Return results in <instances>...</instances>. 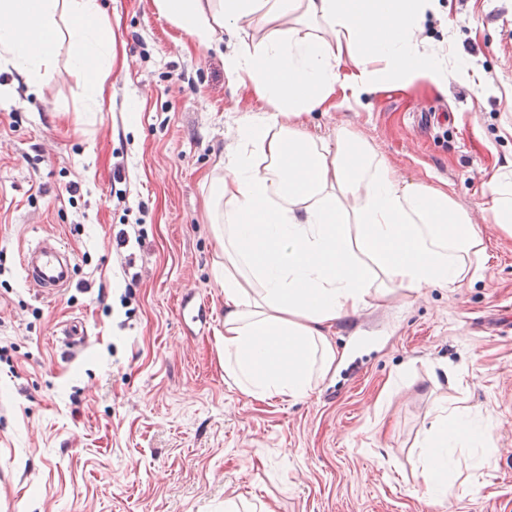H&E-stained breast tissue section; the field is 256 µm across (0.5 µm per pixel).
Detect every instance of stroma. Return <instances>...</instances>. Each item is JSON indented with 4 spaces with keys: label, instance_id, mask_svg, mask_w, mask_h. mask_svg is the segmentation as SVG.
<instances>
[{
    "label": "stroma",
    "instance_id": "stroma-1",
    "mask_svg": "<svg viewBox=\"0 0 512 512\" xmlns=\"http://www.w3.org/2000/svg\"><path fill=\"white\" fill-rule=\"evenodd\" d=\"M100 3L115 54L101 105L67 37L42 90L0 60V512H512V239L484 194L512 163V0H440L419 33L449 61L476 60L498 94L420 81L304 117L325 139L354 131L402 179L447 185L489 259L459 288H397L336 322V362L301 399L253 397L224 375L204 197L237 120L264 107L224 73L235 34L201 48L152 0ZM125 224L143 245H117ZM47 234L75 260L55 298L21 268ZM184 297L204 305L206 330L181 318ZM74 321L87 334L77 347L60 334ZM442 366L463 368L461 382ZM448 404L480 418L489 442L452 477L477 492L435 505L423 440Z\"/></svg>",
    "mask_w": 512,
    "mask_h": 512
}]
</instances>
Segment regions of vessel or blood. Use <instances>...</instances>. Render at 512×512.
Segmentation results:
<instances>
[{
    "mask_svg": "<svg viewBox=\"0 0 512 512\" xmlns=\"http://www.w3.org/2000/svg\"><path fill=\"white\" fill-rule=\"evenodd\" d=\"M22 269L27 283L39 295L52 298L71 287L74 258L59 238L45 235L24 252Z\"/></svg>",
    "mask_w": 512,
    "mask_h": 512,
    "instance_id": "vessel-or-blood-1",
    "label": "vessel or blood"
}]
</instances>
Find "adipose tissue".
Returning <instances> with one entry per match:
<instances>
[{"label": "adipose tissue", "instance_id": "1", "mask_svg": "<svg viewBox=\"0 0 512 512\" xmlns=\"http://www.w3.org/2000/svg\"><path fill=\"white\" fill-rule=\"evenodd\" d=\"M156 11L202 47L233 31L224 72L249 82L263 111L236 122L224 173L207 211L224 287V372L246 394L295 399L336 361L327 338L382 287L456 288L475 279L487 248L469 212L447 187L399 179L366 140L339 129L308 134L303 115L335 97L358 101L381 86L449 73L443 49L417 38L438 0H153ZM68 19L70 61L92 73L86 96L99 102L113 43L98 0H0V52L41 88L55 57L57 12ZM352 73L340 81L341 63ZM502 236L512 238V167L487 185ZM470 413L441 408L424 440L426 485L434 499L454 490L449 466L485 442Z\"/></svg>", "mask_w": 512, "mask_h": 512}]
</instances>
